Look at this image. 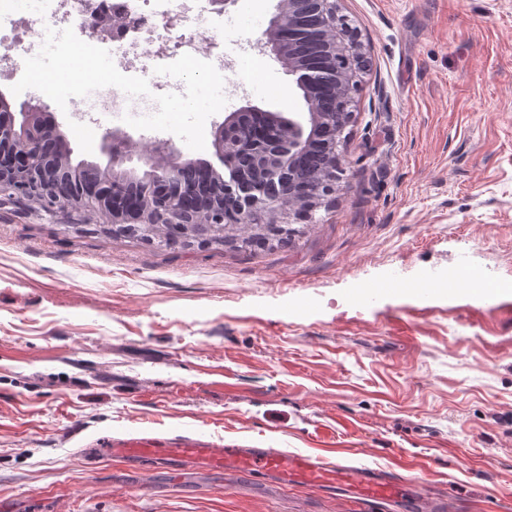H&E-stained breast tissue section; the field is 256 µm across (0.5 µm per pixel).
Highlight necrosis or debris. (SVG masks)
<instances>
[{"mask_svg":"<svg viewBox=\"0 0 512 512\" xmlns=\"http://www.w3.org/2000/svg\"><path fill=\"white\" fill-rule=\"evenodd\" d=\"M97 13L108 19L105 26L92 43L107 49L117 57V68L122 74L137 72L148 81L150 93L146 96L131 97L116 87L100 89L88 104L91 112H143L155 113V95L166 91L178 93L182 90L180 80L171 76L156 74L153 67L140 61V46L144 38H153L157 45L156 59L165 64L182 55L204 56L213 63L217 71L231 68L240 69L241 62L224 57L223 53H201L197 34L208 30L211 17L198 6L197 0H167L166 6L154 4L153 0H41L39 14L42 28L37 31V40H44L46 29L62 31L80 23L83 15ZM178 20L184 29L178 41L169 36L170 20ZM122 20L127 24L121 33H114L112 21Z\"/></svg>","mask_w":512,"mask_h":512,"instance_id":"obj_1","label":"necrosis or debris"}]
</instances>
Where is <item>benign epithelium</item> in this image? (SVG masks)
Returning a JSON list of instances; mask_svg holds the SVG:
<instances>
[{
	"label": "benign epithelium",
	"mask_w": 512,
	"mask_h": 512,
	"mask_svg": "<svg viewBox=\"0 0 512 512\" xmlns=\"http://www.w3.org/2000/svg\"><path fill=\"white\" fill-rule=\"evenodd\" d=\"M338 2L278 0L268 28L283 27L288 38L267 35L262 49L282 60L308 111L298 119L262 112L261 124L253 127L246 120L256 113L253 108L226 115L216 126L213 158L199 161L204 181L187 178L170 142L159 141L151 153L138 156L134 141L118 133L105 137L101 151L107 161L94 163L97 170L64 164L56 153L57 139L63 137L56 116L24 100L13 107L0 106V196L52 214L90 209L114 227L198 223L207 234L211 225L226 223V199L235 203L239 224H264L269 216L286 224L311 220L313 212L336 193V171L309 190L312 206L307 209L285 203L279 187L288 185V196H293L294 187L303 179L302 157L316 146L331 152L334 167H339L338 147L353 118L351 91L358 85L362 52L339 15ZM306 3L316 14L320 67L304 62L294 40L305 29ZM329 74L336 77L333 112L320 105ZM201 191L210 199V207L206 219L199 221L193 211L176 202Z\"/></svg>",
	"instance_id": "1"
}]
</instances>
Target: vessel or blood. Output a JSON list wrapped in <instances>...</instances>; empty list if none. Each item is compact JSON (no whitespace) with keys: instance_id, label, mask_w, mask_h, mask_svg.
<instances>
[{"instance_id":"1","label":"vessel or blood","mask_w":512,"mask_h":512,"mask_svg":"<svg viewBox=\"0 0 512 512\" xmlns=\"http://www.w3.org/2000/svg\"><path fill=\"white\" fill-rule=\"evenodd\" d=\"M91 459L119 458L129 464H196L212 471L254 479H277L284 486L350 489L371 502L398 501L409 494L408 482L375 468H357L343 461L276 448L224 444L198 436L170 437L103 435L86 450Z\"/></svg>"}]
</instances>
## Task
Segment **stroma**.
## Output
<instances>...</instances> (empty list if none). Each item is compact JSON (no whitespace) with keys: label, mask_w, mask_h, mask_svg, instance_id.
I'll return each instance as SVG.
<instances>
[{"label":"stroma","mask_w":512,"mask_h":512,"mask_svg":"<svg viewBox=\"0 0 512 512\" xmlns=\"http://www.w3.org/2000/svg\"><path fill=\"white\" fill-rule=\"evenodd\" d=\"M276 0L212 15L246 92L207 145L81 118L38 90L71 147L107 133L209 158L225 114L306 105L271 54L250 60ZM244 12L258 27L230 24ZM366 68L334 201L290 248L149 247L86 232L100 216L0 204V512H399L204 469L91 461L93 435L199 433L292 453L340 451L450 512H512V290L422 294L467 264L512 279V0H341ZM410 288L353 298L370 283Z\"/></svg>","instance_id":"stroma-1"}]
</instances>
